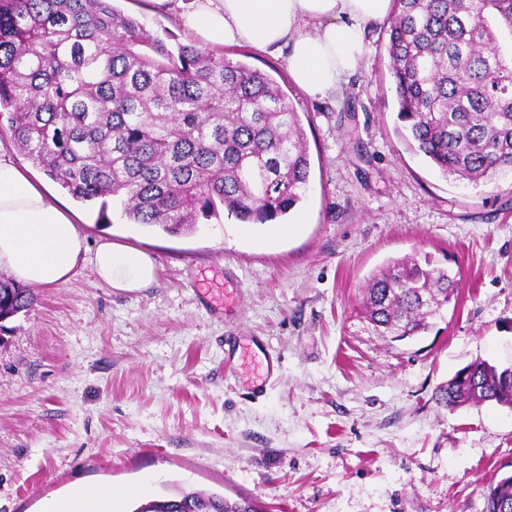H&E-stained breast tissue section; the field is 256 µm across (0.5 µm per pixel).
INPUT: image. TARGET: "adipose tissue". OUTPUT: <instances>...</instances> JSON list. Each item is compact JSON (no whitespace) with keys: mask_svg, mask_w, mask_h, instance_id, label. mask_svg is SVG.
Listing matches in <instances>:
<instances>
[{"mask_svg":"<svg viewBox=\"0 0 512 512\" xmlns=\"http://www.w3.org/2000/svg\"><path fill=\"white\" fill-rule=\"evenodd\" d=\"M150 2L201 46L286 52L291 81L314 100L342 89L367 55L370 27L391 10V0ZM86 252L77 216L52 202L46 186L0 145V271L34 288L56 287L72 279ZM94 264L98 279L119 291L141 290L157 278L149 252L107 235L99 240ZM116 505L109 489L89 488L46 500L42 512H115Z\"/></svg>","mask_w":512,"mask_h":512,"instance_id":"adipose-tissue-1","label":"adipose tissue"}]
</instances>
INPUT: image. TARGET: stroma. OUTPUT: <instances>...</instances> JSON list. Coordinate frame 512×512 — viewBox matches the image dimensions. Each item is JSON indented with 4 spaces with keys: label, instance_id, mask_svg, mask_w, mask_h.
<instances>
[{
    "label": "stroma",
    "instance_id": "1",
    "mask_svg": "<svg viewBox=\"0 0 512 512\" xmlns=\"http://www.w3.org/2000/svg\"><path fill=\"white\" fill-rule=\"evenodd\" d=\"M113 5L185 39L147 0ZM388 28H371L358 71L322 101L283 56L224 48L304 116L310 187L285 219L301 229L267 249L225 213L169 234L52 185L88 247L111 232L158 275L119 292L88 260L0 324V512L89 486L121 495V512L180 490L259 512H482L483 485L512 471V409L451 411L433 396L475 358L512 364V175L467 185L410 148ZM413 255L461 288L432 330L394 341L366 319L362 288Z\"/></svg>",
    "mask_w": 512,
    "mask_h": 512
}]
</instances>
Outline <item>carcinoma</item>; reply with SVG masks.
<instances>
[{
    "instance_id": "carcinoma-1",
    "label": "carcinoma",
    "mask_w": 512,
    "mask_h": 512,
    "mask_svg": "<svg viewBox=\"0 0 512 512\" xmlns=\"http://www.w3.org/2000/svg\"><path fill=\"white\" fill-rule=\"evenodd\" d=\"M147 33L112 0H0V118L18 148L73 198L119 201L134 224L176 233L223 209L243 224L290 213L306 194L305 130L268 74ZM398 119L446 177L512 171V0H394L387 44ZM459 274L395 261L364 289L383 336H416L457 298ZM0 281V320L33 304ZM450 411L512 409V374L477 358L437 387ZM512 512V474L483 487ZM258 512L248 499L184 492L135 512Z\"/></svg>"
}]
</instances>
